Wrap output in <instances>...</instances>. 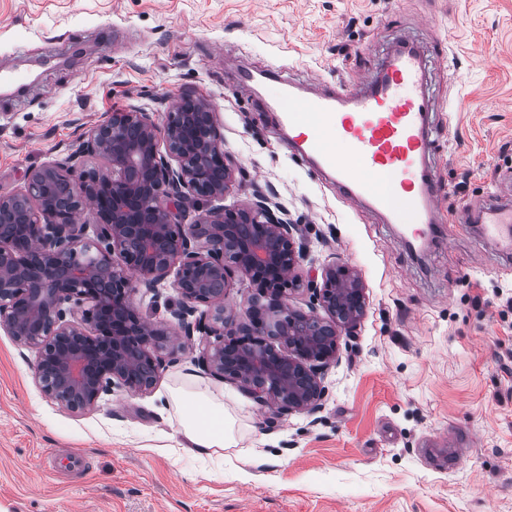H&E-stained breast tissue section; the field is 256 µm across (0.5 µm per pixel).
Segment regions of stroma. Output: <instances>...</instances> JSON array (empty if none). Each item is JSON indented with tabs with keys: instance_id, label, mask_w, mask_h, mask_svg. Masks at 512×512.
Wrapping results in <instances>:
<instances>
[{
	"instance_id": "obj_1",
	"label": "stroma",
	"mask_w": 512,
	"mask_h": 512,
	"mask_svg": "<svg viewBox=\"0 0 512 512\" xmlns=\"http://www.w3.org/2000/svg\"><path fill=\"white\" fill-rule=\"evenodd\" d=\"M403 43L423 57L427 169L451 217L422 252L293 156L274 107L288 81L355 90ZM1 70L27 89L0 93V195L111 112L160 127L189 92L239 169L220 206L273 188L301 230L302 280L348 265L366 307L321 409L283 418L189 352L151 392L72 414L37 388V351L0 330V512H512V255L475 211L512 173V0H0ZM184 385L223 399V461L189 447L170 404Z\"/></svg>"
}]
</instances>
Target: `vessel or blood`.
<instances>
[{
	"label": "vessel or blood",
	"instance_id": "b4317fda",
	"mask_svg": "<svg viewBox=\"0 0 512 512\" xmlns=\"http://www.w3.org/2000/svg\"><path fill=\"white\" fill-rule=\"evenodd\" d=\"M421 70L419 49L403 44L363 78L361 94L305 96L288 87L276 100L293 133L291 150L354 204L415 225L420 235L444 221L423 168L431 139ZM483 223L488 236L512 245L511 201L486 204Z\"/></svg>",
	"mask_w": 512,
	"mask_h": 512
}]
</instances>
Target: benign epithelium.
I'll return each instance as SVG.
<instances>
[{"label": "benign epithelium", "mask_w": 512, "mask_h": 512, "mask_svg": "<svg viewBox=\"0 0 512 512\" xmlns=\"http://www.w3.org/2000/svg\"><path fill=\"white\" fill-rule=\"evenodd\" d=\"M164 141L163 154L147 113L113 112L77 152L0 195V329L37 350L36 384L69 412L95 408L115 387L149 391L165 358L191 350L204 372L278 415L316 413L323 370L364 315L358 273L334 263L322 284L307 285L326 317L292 309L304 245L299 225L268 196L185 223L234 180L209 105L183 94L166 113ZM86 156L104 169L71 179ZM88 205L97 223L80 224ZM129 270L149 291L173 277L170 319L142 316ZM238 275L254 287L240 321L224 306Z\"/></svg>", "instance_id": "obj_1"}]
</instances>
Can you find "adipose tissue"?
<instances>
[{
    "label": "adipose tissue",
    "instance_id": "obj_1",
    "mask_svg": "<svg viewBox=\"0 0 512 512\" xmlns=\"http://www.w3.org/2000/svg\"><path fill=\"white\" fill-rule=\"evenodd\" d=\"M171 401L193 447L206 448L217 455L233 446L232 424L223 401L209 392L192 388L173 391Z\"/></svg>",
    "mask_w": 512,
    "mask_h": 512
}]
</instances>
